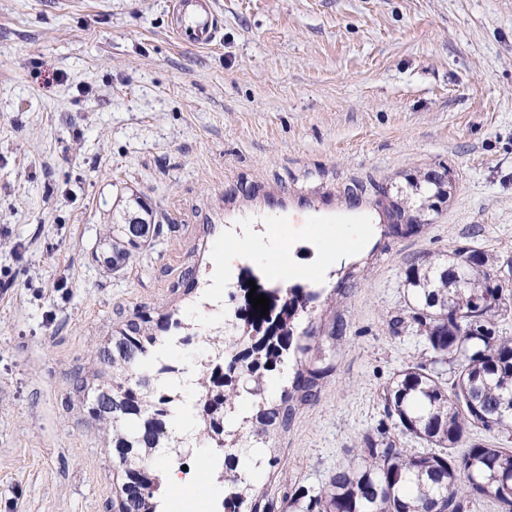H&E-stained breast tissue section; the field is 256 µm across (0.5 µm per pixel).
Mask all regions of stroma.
<instances>
[{"label":"stroma","mask_w":512,"mask_h":512,"mask_svg":"<svg viewBox=\"0 0 512 512\" xmlns=\"http://www.w3.org/2000/svg\"><path fill=\"white\" fill-rule=\"evenodd\" d=\"M210 46L176 40L171 0H0V512H117L122 474L77 380L137 311H177L169 349L195 372L205 336L234 334L249 278L317 268L297 322L310 358L344 326L317 396L270 437L276 472L240 470L275 501L325 489L368 431L393 432L382 391L425 347L392 332L404 271L474 248L512 260V0H213ZM449 174L418 233L390 200ZM137 192L174 232L120 273L103 226ZM363 212L325 251L291 224L289 253L242 255L217 303L216 257L263 232L279 196ZM197 289H186L187 273ZM390 231L397 236L410 235L416 231L423 224H411L414 220L410 214L409 207L406 206L405 202L392 201L390 203V209L388 210Z\"/></svg>","instance_id":"stroma-1"}]
</instances>
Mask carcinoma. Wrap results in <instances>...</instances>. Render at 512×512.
I'll list each match as a JSON object with an SVG mask.
<instances>
[{
	"label": "carcinoma",
	"instance_id": "1",
	"mask_svg": "<svg viewBox=\"0 0 512 512\" xmlns=\"http://www.w3.org/2000/svg\"><path fill=\"white\" fill-rule=\"evenodd\" d=\"M129 209L112 212L107 237L112 271L136 259L145 245L164 234L152 219L142 224L135 241L124 231ZM390 231L410 235L420 228L409 207L390 203ZM496 261L479 249H462L448 263L414 262L405 272V307L422 336L430 358L412 361L383 391L395 436L367 432L349 449L324 490L294 492L288 507L295 512H472L489 502L497 512H512V448L483 438L486 433L512 437V337L497 334L495 320L508 310L503 288L495 278ZM319 293L290 288L267 315L256 322L241 349L254 347L234 367L212 364L200 374L196 404L198 445L224 455V512H274L273 502L256 492L237 472L242 436L224 428V419L241 397L240 387L256 408L243 421L248 438L266 442L270 432L288 430L296 408L317 394L324 370L313 362L296 369L279 403L265 397V371L309 347L295 335L294 322ZM186 327L169 312L156 318L137 313L112 337V349L96 359L102 388L112 389V411L90 407L93 417L111 431L112 461L123 473L124 512H159L164 476L151 459L171 444L170 431L181 396L161 375L178 372L165 364L170 346L185 340ZM159 365L142 372L143 364ZM427 444L405 448L401 439Z\"/></svg>",
	"mask_w": 512,
	"mask_h": 512
}]
</instances>
